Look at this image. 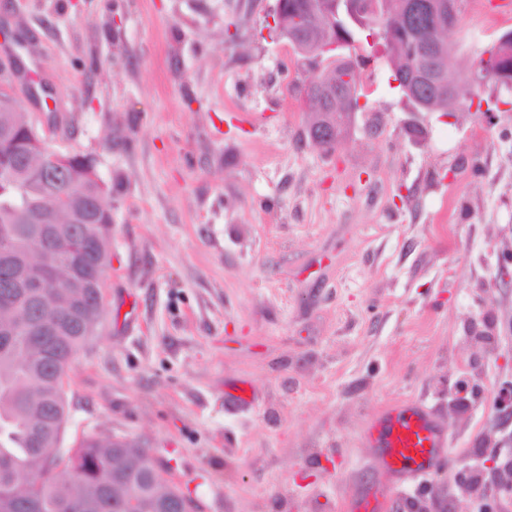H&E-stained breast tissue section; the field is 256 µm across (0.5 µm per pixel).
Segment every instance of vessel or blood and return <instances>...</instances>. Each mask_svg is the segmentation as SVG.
I'll return each instance as SVG.
<instances>
[{
    "label": "vessel or blood",
    "mask_w": 512,
    "mask_h": 512,
    "mask_svg": "<svg viewBox=\"0 0 512 512\" xmlns=\"http://www.w3.org/2000/svg\"><path fill=\"white\" fill-rule=\"evenodd\" d=\"M361 438L373 450L372 467L380 479L376 491L351 501L349 512H388L393 493L426 481L442 467L451 448L448 426L411 400L391 404L367 420Z\"/></svg>",
    "instance_id": "obj_1"
}]
</instances>
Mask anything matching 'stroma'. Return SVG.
Here are the masks:
<instances>
[{
  "label": "stroma",
  "mask_w": 512,
  "mask_h": 512,
  "mask_svg": "<svg viewBox=\"0 0 512 512\" xmlns=\"http://www.w3.org/2000/svg\"><path fill=\"white\" fill-rule=\"evenodd\" d=\"M466 7L474 68L512 20ZM276 0H0L60 106L46 144L88 157L112 208L105 311L65 377L63 447L151 448L190 512H346L377 479L364 421L420 400L441 470L393 512L477 505L459 465L512 460V111L413 114L380 49L334 150L307 135L317 76ZM480 175H473V167Z\"/></svg>",
  "instance_id": "35a3bbf8"
}]
</instances>
